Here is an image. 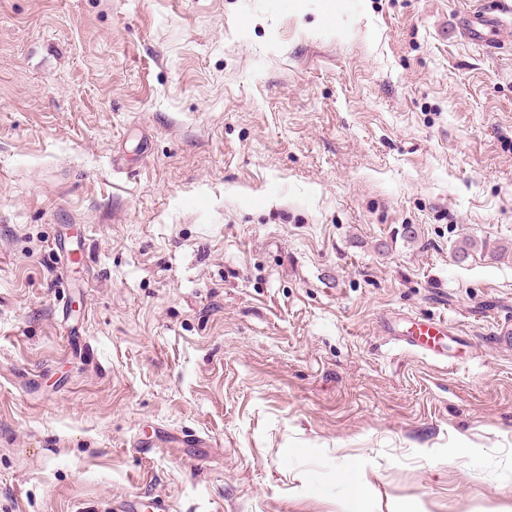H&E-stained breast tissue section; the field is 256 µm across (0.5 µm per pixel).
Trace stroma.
I'll return each mask as SVG.
<instances>
[{"instance_id": "35a3bbf8", "label": "stroma", "mask_w": 512, "mask_h": 512, "mask_svg": "<svg viewBox=\"0 0 512 512\" xmlns=\"http://www.w3.org/2000/svg\"><path fill=\"white\" fill-rule=\"evenodd\" d=\"M479 7L0 0V512H512ZM434 315L454 365L393 336Z\"/></svg>"}]
</instances>
